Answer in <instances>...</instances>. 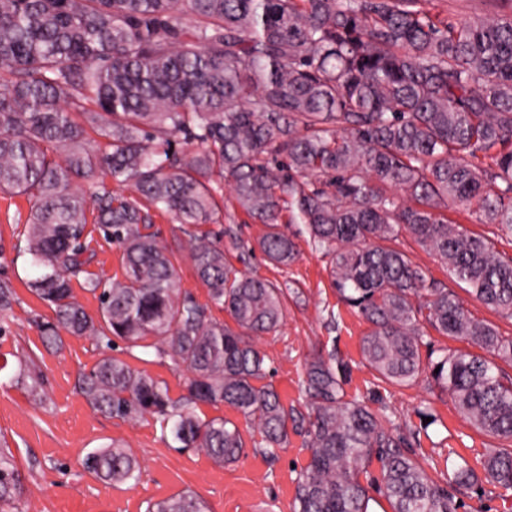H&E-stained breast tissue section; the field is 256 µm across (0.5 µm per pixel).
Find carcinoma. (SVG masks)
Instances as JSON below:
<instances>
[{
    "label": "carcinoma",
    "instance_id": "obj_1",
    "mask_svg": "<svg viewBox=\"0 0 512 512\" xmlns=\"http://www.w3.org/2000/svg\"><path fill=\"white\" fill-rule=\"evenodd\" d=\"M461 23L428 0H0V191L30 203L23 253L28 288L54 308L36 320L107 349L154 348L186 372L185 394L105 354L79 379L97 411L160 424L181 450L217 466L237 461V424L203 418L228 406L256 425L273 459L288 424L310 437L294 512H369L374 487L392 512H459L480 480L512 488V447L487 450L484 478L466 463L443 479L417 460L390 416L346 397L334 355L305 367L307 412L287 408L257 338L284 318L282 289L237 273L221 235V182L255 221L265 259L286 266L297 244L283 208L332 260V284L370 324L362 356L379 377L407 385L424 370L479 432L512 444V375L480 354L423 362L421 322L512 367V336L474 317L389 245L403 232L512 319V257L448 220V200L512 234V0ZM92 103L95 112L75 110ZM84 181L83 191L76 184ZM169 214L209 303L177 288L176 252L150 231ZM122 252L120 279L88 271L87 225ZM99 301L93 318L72 284ZM16 294L0 282V313ZM229 312L233 324L212 309ZM380 477L365 486L372 463ZM86 472L125 483L140 464L114 442L86 456ZM10 449L0 447V512H24ZM147 512H207L183 490Z\"/></svg>",
    "mask_w": 512,
    "mask_h": 512
}]
</instances>
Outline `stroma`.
<instances>
[{"label": "stroma", "instance_id": "1", "mask_svg": "<svg viewBox=\"0 0 512 512\" xmlns=\"http://www.w3.org/2000/svg\"><path fill=\"white\" fill-rule=\"evenodd\" d=\"M29 211L25 198L0 194V280L10 281L18 300L6 318H0V443L11 449L18 466L25 512H146L148 504L189 489L206 502L208 512H293L295 479L308 462L305 434L289 431L277 458L265 457L261 437L247 423L239 429L245 453L219 467L201 450L171 447L152 417L128 422L94 410L78 389V377L94 367L102 348L86 337L63 335L60 345H43L34 316L52 319L53 309L26 287L35 274L28 256L15 246L24 232ZM228 259L243 274L265 278L282 288L286 316L276 332L263 335L258 346L266 356L269 379L286 407L304 410L306 395L300 385L304 367L317 355H335L347 364V396L366 401L391 416L401 431L413 433L417 458L433 476L452 473L462 462L482 471L489 437L476 431L455 410L447 392L429 374L409 385L381 381L365 364L361 339L370 325L357 308L343 302L331 284L328 257L312 246L301 225L287 232L299 255L287 266L266 262L255 245L265 231L224 194V220L219 226ZM397 248L418 265L427 284L462 296L469 311L493 322L502 335L512 336V320L473 298L435 255L401 234ZM112 356L135 369L164 380L172 398L184 392L183 374L154 349L126 350L115 341ZM44 377L49 394L39 404L18 379L21 366ZM119 441L131 448L140 466L138 480L113 483L96 478L82 467L84 457Z\"/></svg>", "mask_w": 512, "mask_h": 512}]
</instances>
